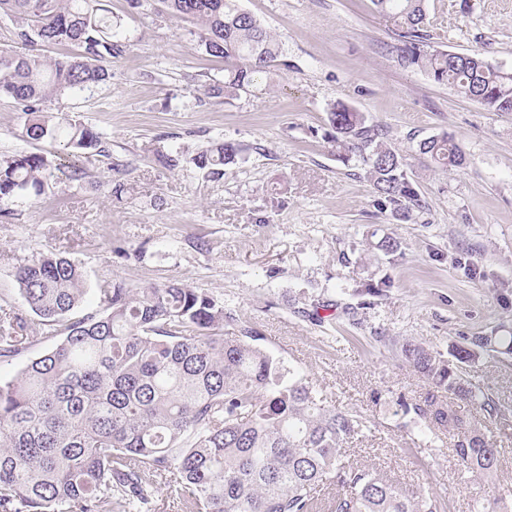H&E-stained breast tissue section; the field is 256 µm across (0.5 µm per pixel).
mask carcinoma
<instances>
[{
    "label": "carcinoma",
    "mask_w": 512,
    "mask_h": 512,
    "mask_svg": "<svg viewBox=\"0 0 512 512\" xmlns=\"http://www.w3.org/2000/svg\"><path fill=\"white\" fill-rule=\"evenodd\" d=\"M167 11L198 26L205 53L224 60V80L204 87L230 99L282 56L278 41L240 7V0H161ZM426 0H374L401 29L397 58L425 69L437 83L493 112H512V71L479 54L464 58L423 49ZM0 20L30 47L16 57L0 50V96L25 116L23 139L51 141L49 158L21 150L0 158V206L42 195L51 179L81 178L86 150L104 152L99 133L46 110L65 93L110 79L107 64L125 48L123 31L99 0H0ZM77 48L47 58L45 45ZM324 139L338 157L359 158L377 205L402 219L424 203L404 157L383 142L363 113L343 102L327 112ZM443 168L465 156L448 135L421 143ZM238 143L217 141L190 157L217 179L241 160ZM18 292L54 349L0 380V512H157L160 493L186 512H449L433 491L414 490L351 460L347 445L371 430L359 411L328 401L313 379L284 364L233 319L224 304L181 282L133 290L99 288L106 314L75 315L85 294L82 268L67 257L41 255L18 267ZM28 322L0 308V358L41 340ZM481 351L512 352V334L474 336L444 356L406 340L399 355L428 386L423 403L403 395L387 401L453 437L461 470L489 477L501 448L488 424L499 409L465 376ZM461 402L486 413L469 419ZM512 488L491 485L474 512H498Z\"/></svg>",
    "instance_id": "carcinoma-1"
}]
</instances>
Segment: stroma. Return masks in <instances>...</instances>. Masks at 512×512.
Listing matches in <instances>:
<instances>
[{
    "label": "stroma",
    "mask_w": 512,
    "mask_h": 512,
    "mask_svg": "<svg viewBox=\"0 0 512 512\" xmlns=\"http://www.w3.org/2000/svg\"><path fill=\"white\" fill-rule=\"evenodd\" d=\"M126 48L111 78L57 97L53 109L102 133L105 154L83 155L80 180L11 203L0 216V305L24 310L14 274L32 257L78 263L87 293L78 315H102L99 288L185 283L236 317L225 332L255 328L264 347L317 380L333 400L375 425L352 443V459L451 512H472L488 483L512 485V355L484 353L465 376L497 404L501 442L493 478L461 473L447 435L375 403L376 395L423 402L427 386L396 345L412 338L448 353L464 338L512 328V112H492L417 68L401 67L398 28L372 0H240L277 37L283 64L230 100L202 85L224 77L195 26L160 0L130 8L102 0ZM429 48L478 54L512 70V0H427ZM364 113L402 154L425 202L407 221L379 208L359 158L341 161L323 140L331 103ZM452 135L467 158L447 171L421 142ZM243 144L244 160L218 179L186 163L169 171L158 153ZM127 184L122 198L111 181ZM386 236L401 243L387 255ZM391 275L374 304L359 293ZM318 311L311 319L310 311Z\"/></svg>",
    "instance_id": "1"
}]
</instances>
